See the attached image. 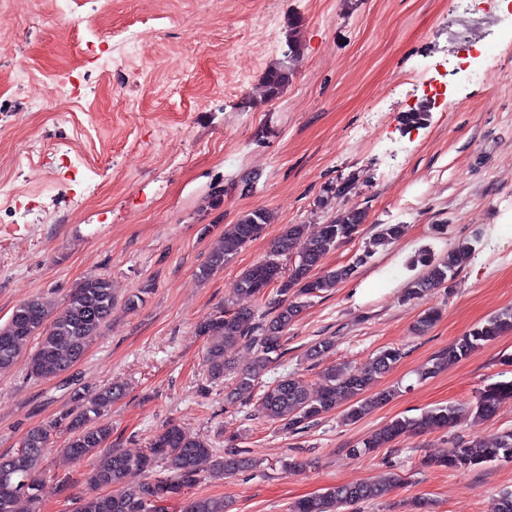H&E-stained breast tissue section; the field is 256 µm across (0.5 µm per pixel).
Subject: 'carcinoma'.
Here are the masks:
<instances>
[{"mask_svg":"<svg viewBox=\"0 0 512 512\" xmlns=\"http://www.w3.org/2000/svg\"><path fill=\"white\" fill-rule=\"evenodd\" d=\"M291 67L285 62L272 63L261 85L260 98L274 99L288 83ZM365 210L356 206L338 212L334 217L308 231L305 224H290L274 243L269 255L243 270L231 288V300L223 311L202 318L197 333L208 339L204 357L206 380L225 382L224 402L246 405L256 389V381L285 354L284 338L304 308L305 300L317 297L349 280L377 248L399 239L405 232L403 224H379L365 242L362 253L346 266L323 267L326 255L341 243L358 236L365 224ZM272 222V214L256 207L224 227L219 249L211 253L200 269L205 278L230 263L241 248L256 238ZM474 252L470 242L458 244L437 257L424 249L412 259L422 272L407 289L406 299H414L435 288L448 285ZM288 259L283 267L282 259ZM115 299L110 280L92 275L80 281L70 292L63 310L53 315L54 305L39 296L18 305L8 322L0 325V369L12 365L30 340L35 348L29 356L30 376L54 378L72 368L85 354L88 342L109 323ZM512 331V308L505 309L477 325L460 337L448 351L433 360L425 374H434L446 366L471 355L485 343ZM242 343L254 350L250 366L240 369L227 356V349ZM402 357L400 350L379 351L366 365H345L332 370L318 390H308L302 380L287 375L266 387L259 397L264 418L297 432L305 429L321 415L341 403L358 398L345 419L353 422L385 404L393 392L383 391L373 397L364 393L377 379L387 373ZM120 385L105 386L85 396L74 393L76 407L59 420L31 429L22 446L12 454L0 455V512H15L21 498L35 503L39 500L38 465L52 444L53 433L61 428L68 434L65 452L76 461L98 458L87 482L93 488L122 484L133 471L150 473L144 482L126 487L114 496L93 495L79 500L74 512H166L164 503L175 499L201 481L200 464L211 463V471L231 475L256 466L246 451L230 448L223 452L209 442L186 435L170 424L152 439L149 448L139 455L111 451L101 453L112 434L109 424L101 420L105 408L124 397ZM512 400V381L492 382L480 389L469 406L448 404L423 413L418 418H396L378 432L349 449L353 456L386 448L404 434L425 428H443L455 424L471 413L477 420H488L500 405ZM512 461V432H504L488 442L479 435L461 439L454 456H430L423 461L427 467L446 466L465 470L486 462ZM167 464L168 473L152 474L156 464ZM390 477L382 482H361L337 485L324 493L296 501L291 512H336V504L357 512L361 502L384 496L395 484ZM183 512H225L224 501L200 497L185 502Z\"/></svg>","mask_w":512,"mask_h":512,"instance_id":"obj_1","label":"carcinoma"}]
</instances>
